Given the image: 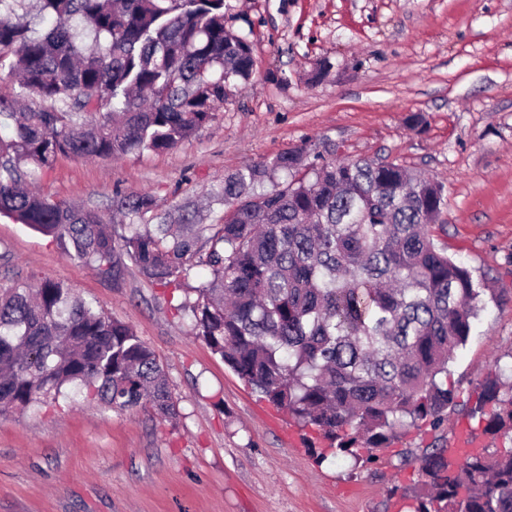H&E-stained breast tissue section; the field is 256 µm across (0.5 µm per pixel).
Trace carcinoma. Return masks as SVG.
Here are the masks:
<instances>
[{
    "label": "carcinoma",
    "mask_w": 512,
    "mask_h": 512,
    "mask_svg": "<svg viewBox=\"0 0 512 512\" xmlns=\"http://www.w3.org/2000/svg\"><path fill=\"white\" fill-rule=\"evenodd\" d=\"M0 214L112 277L129 259L159 288L197 266L210 278L177 311L193 333L269 403L316 427L329 448L388 447L420 421L439 430L458 394L448 367L483 310L485 285L432 229L445 186L404 166L325 161L306 146L224 176L227 206L196 224L187 200L154 224L123 225L36 188L60 155L122 158L172 150L208 123L232 83L253 71L224 0H0ZM314 156L309 162L307 157ZM278 174L284 181L265 189ZM155 208L117 194L124 218ZM76 388L119 410L177 416L165 371L128 324L59 281L0 285V415ZM483 434L501 446L459 461L432 444L414 512H512V382L483 386Z\"/></svg>",
    "instance_id": "obj_1"
}]
</instances>
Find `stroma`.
Returning <instances> with one entry per match:
<instances>
[{
	"mask_svg": "<svg viewBox=\"0 0 512 512\" xmlns=\"http://www.w3.org/2000/svg\"><path fill=\"white\" fill-rule=\"evenodd\" d=\"M224 24L249 41L253 73L189 142L63 156L40 188L104 212L119 192L167 209L325 141L337 158H384L442 183L448 205L433 233L490 291L449 367L467 408L439 434L449 443L456 428L477 430L469 409L512 366V0H224ZM46 278L134 329L179 415L72 395L0 416V512H394L420 486L417 457L439 435L425 423L375 461L316 462L314 429L262 399L177 313L204 274L158 288L128 262L108 279L0 215V284Z\"/></svg>",
	"mask_w": 512,
	"mask_h": 512,
	"instance_id": "35a3bbf8",
	"label": "stroma"
}]
</instances>
